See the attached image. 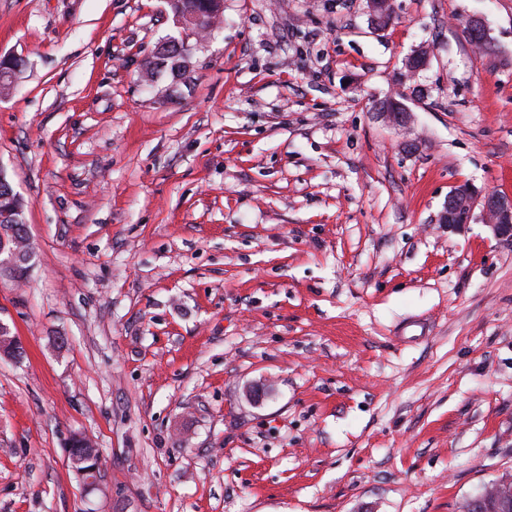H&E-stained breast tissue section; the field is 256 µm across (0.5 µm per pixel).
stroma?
<instances>
[{
  "label": "stroma",
  "instance_id": "35a3bbf8",
  "mask_svg": "<svg viewBox=\"0 0 512 512\" xmlns=\"http://www.w3.org/2000/svg\"><path fill=\"white\" fill-rule=\"evenodd\" d=\"M391 4L224 0L199 34L0 0L33 243L0 276V512H464L512 477V240L439 221L459 184L512 195V0ZM169 37L187 72L147 74Z\"/></svg>",
  "mask_w": 512,
  "mask_h": 512
}]
</instances>
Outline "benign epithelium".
<instances>
[{
	"label": "benign epithelium",
	"instance_id": "obj_1",
	"mask_svg": "<svg viewBox=\"0 0 512 512\" xmlns=\"http://www.w3.org/2000/svg\"><path fill=\"white\" fill-rule=\"evenodd\" d=\"M477 208L496 237L512 238V197L482 191L469 183L458 185L449 192L442 223L450 229L461 227L473 220ZM32 257L29 236L4 225L0 229V272H10L20 262H31ZM511 502L512 479L491 483L470 500L471 507L483 512H501L502 507Z\"/></svg>",
	"mask_w": 512,
	"mask_h": 512
}]
</instances>
